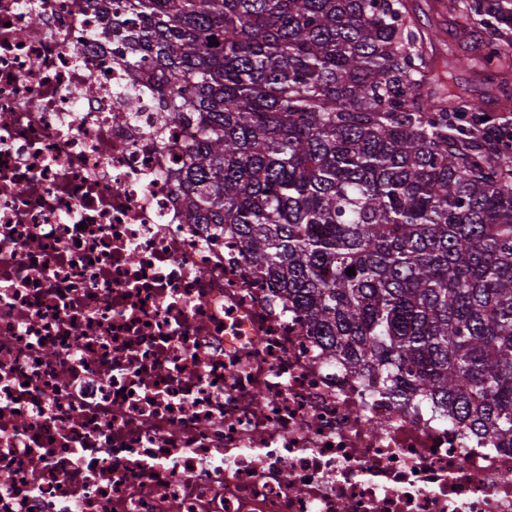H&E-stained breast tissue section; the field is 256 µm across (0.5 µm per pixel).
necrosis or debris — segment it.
<instances>
[{
    "instance_id": "necrosis-or-debris-1",
    "label": "necrosis or debris",
    "mask_w": 512,
    "mask_h": 512,
    "mask_svg": "<svg viewBox=\"0 0 512 512\" xmlns=\"http://www.w3.org/2000/svg\"><path fill=\"white\" fill-rule=\"evenodd\" d=\"M103 27L0 0V512H512V448L397 412L186 222Z\"/></svg>"
}]
</instances>
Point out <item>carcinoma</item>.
<instances>
[{
    "label": "carcinoma",
    "mask_w": 512,
    "mask_h": 512,
    "mask_svg": "<svg viewBox=\"0 0 512 512\" xmlns=\"http://www.w3.org/2000/svg\"><path fill=\"white\" fill-rule=\"evenodd\" d=\"M71 9L125 47L130 100L164 99L157 141L197 129L171 174L190 223L234 225L329 357L398 410L426 399L512 448V158L448 131L462 102L416 79L431 36L403 0Z\"/></svg>",
    "instance_id": "obj_1"
}]
</instances>
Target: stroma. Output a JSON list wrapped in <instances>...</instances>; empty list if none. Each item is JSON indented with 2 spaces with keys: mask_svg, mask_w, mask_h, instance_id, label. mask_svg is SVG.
<instances>
[{
  "mask_svg": "<svg viewBox=\"0 0 512 512\" xmlns=\"http://www.w3.org/2000/svg\"><path fill=\"white\" fill-rule=\"evenodd\" d=\"M445 0H405L418 27L439 32L434 52L438 57V74L428 86L439 90V76H446L451 89L470 101L478 102L483 111H497L505 97H512V66L504 74L507 89L484 79L479 58L488 46H503L512 41V28L498 23L488 15L492 0H457L459 13L448 12Z\"/></svg>",
  "mask_w": 512,
  "mask_h": 512,
  "instance_id": "35a3bbf8",
  "label": "stroma"
}]
</instances>
